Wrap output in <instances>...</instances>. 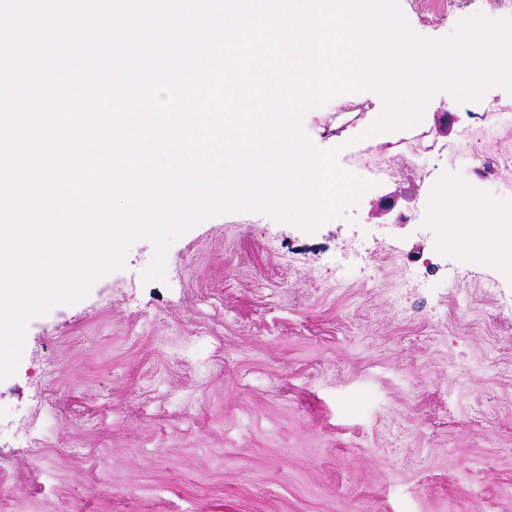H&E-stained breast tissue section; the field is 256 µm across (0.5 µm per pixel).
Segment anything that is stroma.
Masks as SVG:
<instances>
[{
	"label": "stroma",
	"instance_id": "1",
	"mask_svg": "<svg viewBox=\"0 0 512 512\" xmlns=\"http://www.w3.org/2000/svg\"><path fill=\"white\" fill-rule=\"evenodd\" d=\"M439 2L400 0L418 35L512 17ZM379 102L343 94L302 128L332 148ZM486 104L437 94L438 150L389 155L399 176L316 231L215 216L170 245L162 282L140 239L31 319L0 381V512H512V276L462 256L498 241L447 237L414 203L479 178L449 153Z\"/></svg>",
	"mask_w": 512,
	"mask_h": 512
}]
</instances>
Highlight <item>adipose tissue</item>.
<instances>
[{"mask_svg":"<svg viewBox=\"0 0 512 512\" xmlns=\"http://www.w3.org/2000/svg\"><path fill=\"white\" fill-rule=\"evenodd\" d=\"M418 206L427 219L446 225L452 235H497L512 243V225L498 223L499 203L479 184L435 183L421 195Z\"/></svg>","mask_w":512,"mask_h":512,"instance_id":"obj_1","label":"adipose tissue"}]
</instances>
